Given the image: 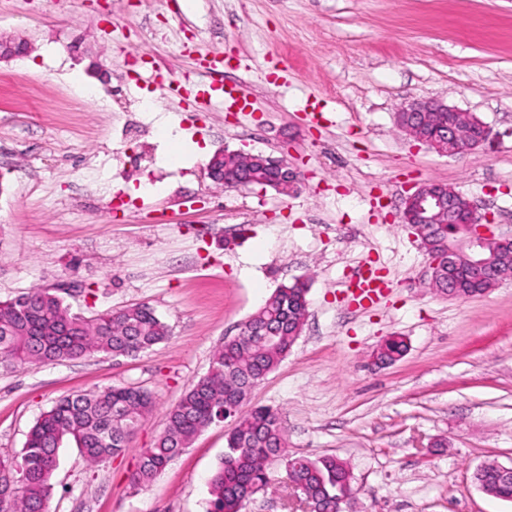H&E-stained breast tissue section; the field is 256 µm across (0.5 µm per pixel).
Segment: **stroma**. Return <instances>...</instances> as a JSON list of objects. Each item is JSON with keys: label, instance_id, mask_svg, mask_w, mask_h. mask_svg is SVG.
<instances>
[{"label": "stroma", "instance_id": "obj_1", "mask_svg": "<svg viewBox=\"0 0 512 512\" xmlns=\"http://www.w3.org/2000/svg\"><path fill=\"white\" fill-rule=\"evenodd\" d=\"M1 35L31 51L0 62V300L49 288L85 317L146 304L171 329L136 356L0 368V457L61 397H153L123 455L91 467L60 448L48 512H207L230 421L148 486L129 475L214 350L303 278V332L244 403L278 409L287 455L244 512H302L286 458L324 454L352 470V512H512L473 481L512 466V284L430 293L398 222L409 184L441 182L512 233V0H0ZM145 50L164 78L236 86L246 109L167 100L139 78ZM216 51L227 65L203 69ZM420 98L476 114L487 140L460 158L414 141L396 112ZM225 149L286 156L301 191L215 185L203 158ZM364 263L386 288L357 308L344 281ZM390 336L406 354L374 367Z\"/></svg>", "mask_w": 512, "mask_h": 512}]
</instances>
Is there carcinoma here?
<instances>
[{
	"mask_svg": "<svg viewBox=\"0 0 512 512\" xmlns=\"http://www.w3.org/2000/svg\"><path fill=\"white\" fill-rule=\"evenodd\" d=\"M306 294L305 287L278 288L254 312L250 330L276 329L277 345L251 336L228 340L214 352L210 372L185 391L170 409L155 446L141 453L130 476L132 485L149 484L217 420L222 404L236 401L283 361L292 348L294 322L307 311ZM168 336L167 324L147 305L104 310L86 318L71 313L59 296L38 287L0 301L2 367L27 368L96 353L136 355ZM152 405L149 392L131 386L57 400L28 432L21 462L0 459V473L15 472L20 479L15 490L0 484V512H47L60 446L75 445L96 466L126 451ZM286 446L287 432L277 411L268 407L241 411L228 433L224 459L210 481V512H243L249 497L269 482V462L285 455ZM289 464L292 480L304 486L316 512H336V499L351 493L352 474L340 458L293 456ZM476 482L492 496L512 500V479L503 477L494 465L480 472Z\"/></svg>",
	"mask_w": 512,
	"mask_h": 512,
	"instance_id": "1",
	"label": "carcinoma"
}]
</instances>
